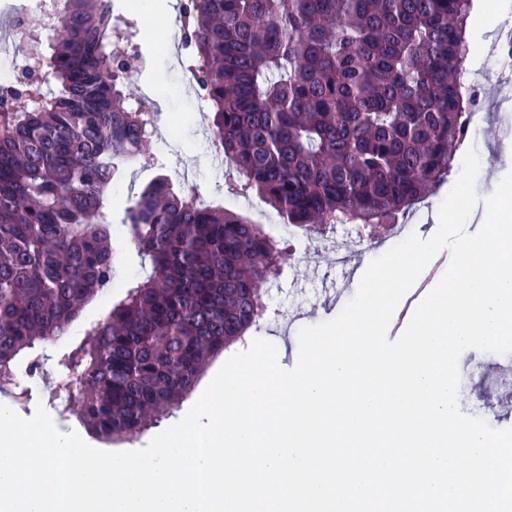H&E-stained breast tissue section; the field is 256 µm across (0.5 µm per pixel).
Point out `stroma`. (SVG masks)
Wrapping results in <instances>:
<instances>
[{"instance_id": "35a3bbf8", "label": "stroma", "mask_w": 512, "mask_h": 512, "mask_svg": "<svg viewBox=\"0 0 512 512\" xmlns=\"http://www.w3.org/2000/svg\"><path fill=\"white\" fill-rule=\"evenodd\" d=\"M180 2L161 0L158 10L136 8L126 15L127 22L137 29L134 42L145 65L137 77L126 80L124 90L130 103L146 101L152 106L155 129L148 150L155 155L156 163L152 166L131 164L123 179L112 187V243L116 252L112 286L92 300L62 336L22 356L15 365L19 388L11 394L0 393V402L8 404L20 417L31 418L37 407H44L61 430L76 431L87 444L104 451L109 450V443L99 439L80 421L76 407H62L55 388L66 371L65 357L81 343L87 328L107 317L112 305L124 297L127 283L145 276L141 258L126 240L123 221L129 198L136 196L157 175L182 168L196 174L199 195L221 194L224 209L241 214L254 208L265 211L270 219L269 235L278 241H289L288 227L275 210L269 209L259 197L225 193L224 184L229 175L211 165L209 109L198 103L192 88L182 80L189 60L173 65L171 50L166 44L163 21L174 15ZM499 2L501 10L495 15L493 30L481 26L470 30V51L465 61L467 71L478 86L476 102L465 106L466 111L477 113L478 123L471 128L465 142L476 148L480 158L476 190L483 197L493 193L497 183L512 172V139L497 136L502 121L512 122V67L501 68L496 64L497 59L507 53L504 42L506 31L512 26V0ZM289 243L290 250L280 273L266 285L268 309L258 326L248 330L242 340L209 363L204 380L182 401L173 418L185 416L226 357L246 350L255 338L283 344L282 365L287 370L294 368L298 360L299 328L334 318L355 295L359 282L354 266H337L333 251H314L308 242ZM333 293L338 294L339 299L332 304L328 297ZM498 363L512 371V354L483 353L474 349L461 353L458 368L470 373L471 378L468 387L458 392L459 408L467 415L487 420L493 428L509 429L512 428L511 399L496 402L490 411L474 402L475 396L484 389L482 380L475 375L476 369Z\"/></svg>"}]
</instances>
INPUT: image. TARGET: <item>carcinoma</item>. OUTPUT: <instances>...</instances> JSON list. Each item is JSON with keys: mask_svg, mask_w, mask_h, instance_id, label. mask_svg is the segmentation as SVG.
Listing matches in <instances>:
<instances>
[{"mask_svg": "<svg viewBox=\"0 0 512 512\" xmlns=\"http://www.w3.org/2000/svg\"><path fill=\"white\" fill-rule=\"evenodd\" d=\"M471 0H184L191 72L232 193L308 230L393 224L453 169ZM40 78L0 86V368L112 287V186L145 158L149 112L124 92L132 26L66 0ZM58 91L41 92L44 82ZM151 274L68 356L81 420L111 442L172 413L209 360L266 310L284 249L246 217L164 177L129 200Z\"/></svg>", "mask_w": 512, "mask_h": 512, "instance_id": "carcinoma-1", "label": "carcinoma"}]
</instances>
